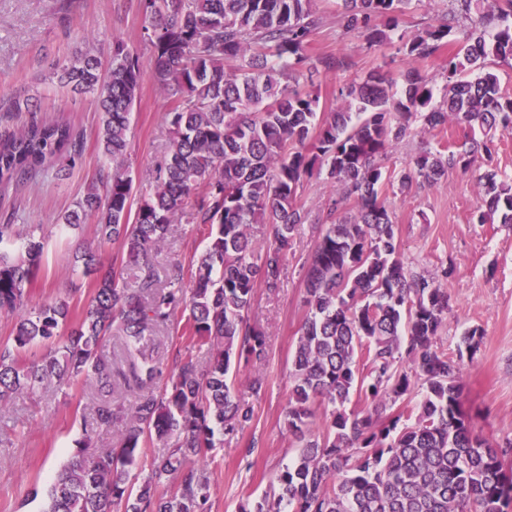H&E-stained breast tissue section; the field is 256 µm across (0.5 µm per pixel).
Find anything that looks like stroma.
Listing matches in <instances>:
<instances>
[{
    "label": "stroma",
    "mask_w": 512,
    "mask_h": 512,
    "mask_svg": "<svg viewBox=\"0 0 512 512\" xmlns=\"http://www.w3.org/2000/svg\"><path fill=\"white\" fill-rule=\"evenodd\" d=\"M320 19L307 48L311 62L300 82L320 97L322 112L338 104L339 89L363 79L375 68L400 78L415 68L442 87L444 57L406 60L395 47H367L357 32L346 30L341 0H315ZM145 17L139 0H0V132L14 131L29 119L15 111L16 102L33 101L40 117L72 124L84 142L76 166L56 159L47 176L8 187L0 186V220L18 213L22 222L37 224L48 246L41 269L29 288L30 304L66 298L71 324H78L93 293L92 277L73 264L76 252L98 251L104 263L121 259L119 244L99 245L93 225L82 232L59 233L64 212L83 195L102 163L99 145L101 114L96 97L59 85L51 74L56 63L94 51L108 59L114 38H121L149 63L151 52L142 40ZM345 58L346 67L327 71L321 57ZM171 106L151 74H144L134 104L125 166L133 178V198L149 191L152 173L167 153L172 133L165 120ZM455 126L426 130L421 120L410 123L407 135L384 160L388 171H401L422 147L441 148L461 138ZM337 192L326 176L305 181L298 204L307 215L285 265L281 288L257 289L250 322L267 333L268 357L255 369L241 368L236 394L253 408V418L236 435L218 442L208 456L212 512H239L240 504L259 498L296 454L284 418L290 394L292 357L305 318V275L316 247L326 205ZM394 213L399 256L414 272H447L450 311L440 332L439 347L456 355L459 339L472 328L484 333L474 358L464 359L461 382L463 410L475 434L496 443L512 438V227L479 224L480 203L471 174L450 172L432 184L418 182L402 190L384 191ZM205 243L191 225L174 223L160 266L189 264ZM266 378L261 396H253L249 372ZM95 393L85 383L49 384L17 396L10 417L0 423V438L11 447L0 456V512H40V495L55 472L82 439L83 423L95 417Z\"/></svg>",
    "instance_id": "35a3bbf8"
}]
</instances>
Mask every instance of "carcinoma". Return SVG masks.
I'll list each match as a JSON object with an SVG mask.
<instances>
[{
	"label": "carcinoma",
	"instance_id": "obj_1",
	"mask_svg": "<svg viewBox=\"0 0 512 512\" xmlns=\"http://www.w3.org/2000/svg\"><path fill=\"white\" fill-rule=\"evenodd\" d=\"M342 2L346 28L372 48L391 42L412 0ZM453 2L442 22L399 37L398 51L414 60L440 54L455 35L459 49L443 66L440 104L433 103L434 84L415 69L399 86L377 68L341 89V105L322 118L319 97L299 83L317 25L312 0H140L152 76L171 100L173 139L136 209L124 157L143 77L139 55L115 39L105 65L86 53L56 66L60 83L95 95L102 110V170L61 223L94 224L98 242L121 243L137 275L129 286L116 265L84 251L83 272L95 289L78 328L63 339L67 299L25 311L45 239L35 238L32 226L0 224V316L15 318L0 344V420L15 396L53 378L83 377L98 385L89 431L108 433L121 423L113 448L79 443L47 489L43 512H211L207 453L216 434L234 435L252 417L235 399L230 363L247 367L267 357L265 331L248 324L255 290L281 288L288 250L306 219L300 188L323 173L339 196L328 204L329 224L307 270V313L292 359L285 425L298 453L271 491L245 501L240 512H512V439L495 446L471 430L459 360L437 346L448 289L405 269L383 196L392 183L383 160L410 120L420 118L430 131L452 122L468 130L464 140L421 149L400 171V190L480 169L477 186L489 214L512 226V184L482 168L497 134L512 133V98L500 94L489 70L512 60V0ZM226 59L238 62L234 71L224 70ZM22 109L29 122L0 134L1 185L37 178L55 158L73 167L82 157L83 141L70 123L16 104ZM477 127L480 141L469 137ZM351 198L354 210L345 208ZM182 217L207 239L205 250L162 276L156 258ZM258 223L272 226L261 247L248 232ZM178 311L186 314L181 335L207 349L206 366L178 354L158 392L153 359L116 368L104 351L112 336L130 353L146 335L173 325ZM479 340V330H469L458 354L475 352ZM47 345L52 354L26 364L27 351ZM416 380L423 395L414 423L401 427V416L383 417ZM119 386L137 392L125 414L112 406ZM324 403L331 411L317 428ZM149 440L165 451L136 486L130 471ZM164 481L172 485L168 496L158 490Z\"/></svg>",
	"mask_w": 512,
	"mask_h": 512
}]
</instances>
